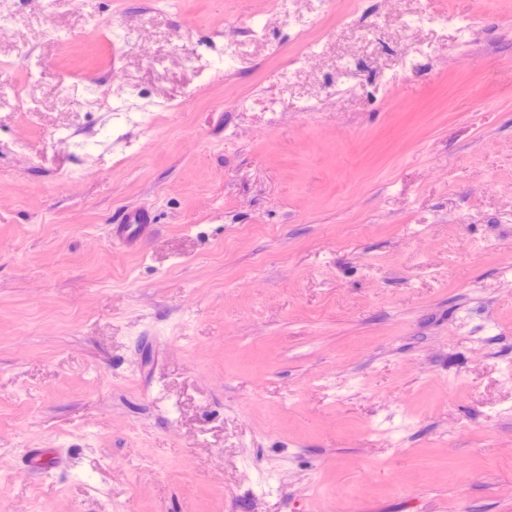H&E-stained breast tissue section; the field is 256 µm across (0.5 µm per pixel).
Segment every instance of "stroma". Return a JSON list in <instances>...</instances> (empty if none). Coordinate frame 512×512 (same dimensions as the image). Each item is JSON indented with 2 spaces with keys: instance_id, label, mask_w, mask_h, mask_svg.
Returning a JSON list of instances; mask_svg holds the SVG:
<instances>
[{
  "instance_id": "35a3bbf8",
  "label": "stroma",
  "mask_w": 512,
  "mask_h": 512,
  "mask_svg": "<svg viewBox=\"0 0 512 512\" xmlns=\"http://www.w3.org/2000/svg\"><path fill=\"white\" fill-rule=\"evenodd\" d=\"M267 2L0 0V512H512V0ZM154 224L152 215L143 210H125L118 219L116 233L129 243H136L144 237Z\"/></svg>"
}]
</instances>
